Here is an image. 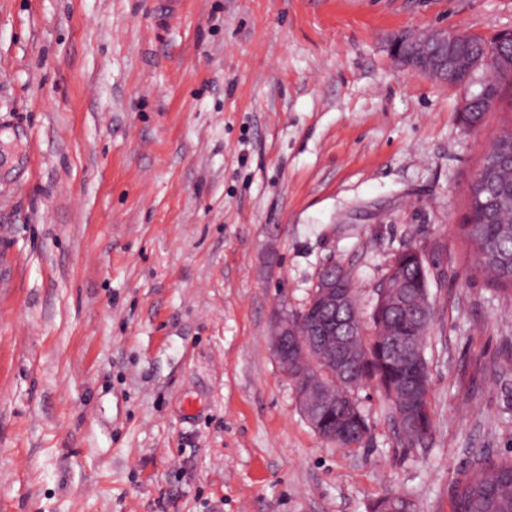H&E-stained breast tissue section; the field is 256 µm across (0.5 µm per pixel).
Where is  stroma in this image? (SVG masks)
I'll return each mask as SVG.
<instances>
[{"mask_svg": "<svg viewBox=\"0 0 512 512\" xmlns=\"http://www.w3.org/2000/svg\"><path fill=\"white\" fill-rule=\"evenodd\" d=\"M512 29V0H0V512H451L512 457V296L458 226L512 88L394 62L398 33ZM437 251L431 434L373 387L320 439L270 353L320 270L363 324L394 256Z\"/></svg>", "mask_w": 512, "mask_h": 512, "instance_id": "obj_1", "label": "stroma"}]
</instances>
